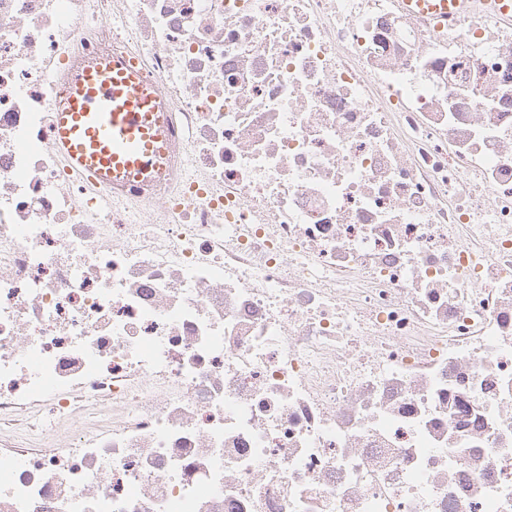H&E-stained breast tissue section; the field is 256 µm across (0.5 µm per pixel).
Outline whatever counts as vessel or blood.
<instances>
[{"label": "vessel or blood", "instance_id": "1", "mask_svg": "<svg viewBox=\"0 0 512 512\" xmlns=\"http://www.w3.org/2000/svg\"><path fill=\"white\" fill-rule=\"evenodd\" d=\"M399 10L440 22L472 9L473 0H396ZM55 144L69 172L99 184L136 185L155 170L164 127L158 107L130 61L94 64L64 91L54 118Z\"/></svg>", "mask_w": 512, "mask_h": 512}]
</instances>
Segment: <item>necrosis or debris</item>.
<instances>
[{"label":"necrosis or debris","instance_id":"necrosis-or-debris-1","mask_svg":"<svg viewBox=\"0 0 512 512\" xmlns=\"http://www.w3.org/2000/svg\"><path fill=\"white\" fill-rule=\"evenodd\" d=\"M164 107L93 189V64ZM0 512H512V22L0 0ZM158 111L150 87L125 57L94 64L67 86L54 118L67 170L100 185L146 182L164 138Z\"/></svg>","mask_w":512,"mask_h":512}]
</instances>
